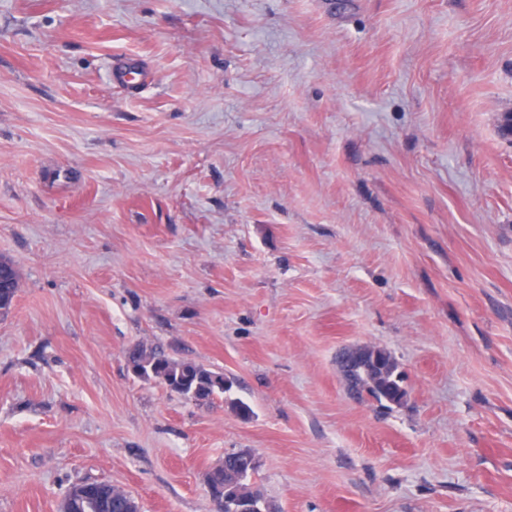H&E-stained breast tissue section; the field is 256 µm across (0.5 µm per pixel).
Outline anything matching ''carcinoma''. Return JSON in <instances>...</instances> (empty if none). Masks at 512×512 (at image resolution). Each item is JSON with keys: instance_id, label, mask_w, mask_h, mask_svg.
Returning a JSON list of instances; mask_svg holds the SVG:
<instances>
[{"instance_id": "cac0c4a2", "label": "carcinoma", "mask_w": 512, "mask_h": 512, "mask_svg": "<svg viewBox=\"0 0 512 512\" xmlns=\"http://www.w3.org/2000/svg\"><path fill=\"white\" fill-rule=\"evenodd\" d=\"M0 261L8 268L13 287L0 290V315L8 314L18 296L20 272L9 258ZM128 372L141 380H154L169 391L195 401L210 404L224 395L227 383L224 375L213 372L192 361L176 359L164 351L141 343L124 353ZM338 364L345 370L350 394L362 399L369 396L379 402L402 405L407 399L405 377L390 351L366 346L358 356L344 352ZM255 457L247 450L228 453L224 461L211 467L205 474V484L212 501V512H232L241 500L253 501L265 510L261 494L252 489L242 477V464ZM138 502L112 484L98 480H83L71 484L63 497L61 512H138Z\"/></svg>"}]
</instances>
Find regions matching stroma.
Returning a JSON list of instances; mask_svg holds the SVG:
<instances>
[{
	"label": "stroma",
	"instance_id": "1",
	"mask_svg": "<svg viewBox=\"0 0 512 512\" xmlns=\"http://www.w3.org/2000/svg\"><path fill=\"white\" fill-rule=\"evenodd\" d=\"M509 113L512 0H0V512H211L240 449L271 512H512ZM0 261L6 265L13 280V288H4V290H0V315L4 316L11 311L16 297L18 296L20 288V272L16 264L11 259L0 257ZM124 360L128 372L134 377L157 381L170 392L199 405L211 404L227 390L223 374L192 361L173 358L156 347L147 348L136 343L125 351ZM358 357L343 352L338 364L345 370L350 394L360 399L369 396L376 401L402 405L407 399L405 377L390 351L366 346ZM139 511L138 502L111 483L83 480L71 484L63 497L61 512H132Z\"/></svg>",
	"mask_w": 512,
	"mask_h": 512
}]
</instances>
